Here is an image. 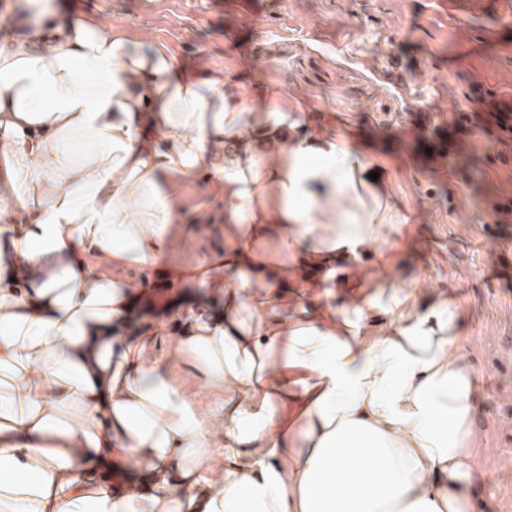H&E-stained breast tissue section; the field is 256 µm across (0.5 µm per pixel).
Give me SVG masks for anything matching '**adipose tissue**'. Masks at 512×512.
Returning a JSON list of instances; mask_svg holds the SVG:
<instances>
[{"instance_id": "obj_1", "label": "adipose tissue", "mask_w": 512, "mask_h": 512, "mask_svg": "<svg viewBox=\"0 0 512 512\" xmlns=\"http://www.w3.org/2000/svg\"><path fill=\"white\" fill-rule=\"evenodd\" d=\"M27 2L0 39V512H468L460 310L366 267L396 208L360 145L274 80L247 100ZM187 239L192 327L159 355L128 274ZM177 371L181 377L192 382L195 400L200 408L210 410L213 405H217L216 398L211 394L206 385L195 376V372L190 367L180 363Z\"/></svg>"}]
</instances>
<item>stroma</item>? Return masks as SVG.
Masks as SVG:
<instances>
[{"instance_id": "obj_1", "label": "stroma", "mask_w": 512, "mask_h": 512, "mask_svg": "<svg viewBox=\"0 0 512 512\" xmlns=\"http://www.w3.org/2000/svg\"><path fill=\"white\" fill-rule=\"evenodd\" d=\"M444 2L55 0L132 40L166 42L197 69H227L244 97L277 80L307 99L313 127L361 137L398 209L401 230L382 249L461 312L480 388L470 512H512V220L494 211L512 197V29L480 0L452 26ZM467 103L498 122L465 142L451 120ZM414 121L429 138L413 137ZM148 278L138 326L180 302L163 271Z\"/></svg>"}]
</instances>
